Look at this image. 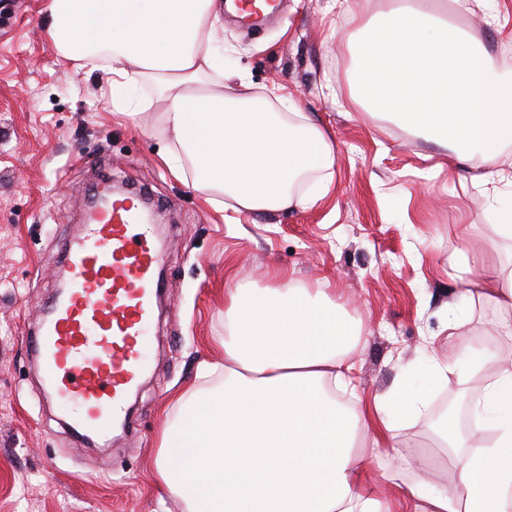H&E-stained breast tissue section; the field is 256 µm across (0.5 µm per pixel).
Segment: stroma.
Returning <instances> with one entry per match:
<instances>
[{"label":"stroma","mask_w":512,"mask_h":512,"mask_svg":"<svg viewBox=\"0 0 512 512\" xmlns=\"http://www.w3.org/2000/svg\"><path fill=\"white\" fill-rule=\"evenodd\" d=\"M48 0H0V512H186L154 477L153 461L176 399L211 388L201 365L223 364L224 291L244 281L263 288L274 271L296 285L329 289L361 330L354 352L358 395L366 402L397 384L422 395L427 413L399 435L431 448L440 406L465 418V397L512 358L502 311L466 293L467 270L512 268V251L492 248L489 201L462 169H438L434 142L364 112L350 99L352 55L328 0H281L263 28L224 19L228 92L238 73L271 96L296 101L327 132L333 181L317 205L237 212L208 203L191 179L161 161L162 100L132 118L112 109L105 75L64 59L47 35ZM500 23L482 13L460 24L490 53L512 38V0ZM103 178L148 192L166 236L160 242L165 292L147 343L149 377L121 433L78 442L64 407L46 394L27 333L60 287L66 242L90 189ZM468 229L479 252L451 257ZM464 319L449 335L450 316ZM473 347L492 358L462 381L436 375L435 361ZM374 493L391 512H413L407 487L447 490L453 473L409 459L392 466L388 448L363 450ZM396 470V480L384 474Z\"/></svg>","instance_id":"stroma-1"}]
</instances>
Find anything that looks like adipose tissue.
<instances>
[{
    "label": "adipose tissue",
    "instance_id": "1",
    "mask_svg": "<svg viewBox=\"0 0 512 512\" xmlns=\"http://www.w3.org/2000/svg\"><path fill=\"white\" fill-rule=\"evenodd\" d=\"M356 49L352 98L448 152L449 168L480 186H512L500 157L512 147V61L463 27L422 8L374 16L332 0ZM49 35L65 58L107 74L112 105L140 104L125 89L148 81L167 104L164 164L234 210L311 207L335 165L325 131L298 103L224 89L213 0H49ZM224 380L191 389L165 424L155 477L187 512H390L374 497L358 449L407 447L396 417L425 404L396 386L349 407L360 329L324 290L284 283L226 289ZM472 425L437 431L454 478L448 491L411 488L416 512H512V362L470 394Z\"/></svg>",
    "mask_w": 512,
    "mask_h": 512
}]
</instances>
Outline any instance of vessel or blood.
Here are the masks:
<instances>
[{"mask_svg":"<svg viewBox=\"0 0 512 512\" xmlns=\"http://www.w3.org/2000/svg\"><path fill=\"white\" fill-rule=\"evenodd\" d=\"M98 192L96 213L81 224L62 262L65 287L27 338L55 395L77 411V437L106 435L126 418V395L144 366L143 344L162 263L142 210Z\"/></svg>","mask_w":512,"mask_h":512,"instance_id":"1","label":"vessel or blood"}]
</instances>
